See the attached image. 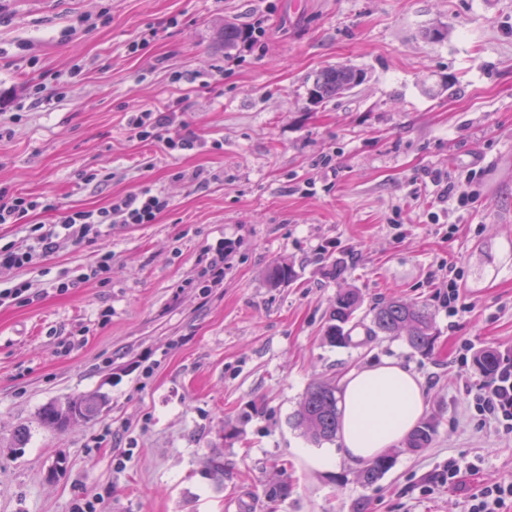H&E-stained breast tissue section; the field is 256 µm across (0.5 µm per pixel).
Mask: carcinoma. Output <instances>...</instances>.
Here are the masks:
<instances>
[{"label":"carcinoma","instance_id":"cac0c4a2","mask_svg":"<svg viewBox=\"0 0 512 512\" xmlns=\"http://www.w3.org/2000/svg\"><path fill=\"white\" fill-rule=\"evenodd\" d=\"M243 30L234 22L224 23L220 38L224 51L229 52L241 40ZM362 72L352 68H328L316 78L309 91L312 98L322 102L332 99L362 82ZM364 297L357 288H340L336 291L329 311V324L325 337L336 347H347L353 342V331L363 324L357 318L362 309ZM366 315L371 317L365 327L366 336H406L410 347L423 355H430L435 349L437 331L435 314L429 304L421 301L406 302L398 299H384L369 307ZM478 372L495 379L509 373L512 360L503 357L493 348L479 350L473 358ZM339 389L334 381H325L310 386L302 396L294 414L295 424L305 429L317 442H332L339 430ZM105 403V397L98 392L81 394L63 403H53L42 411V419L59 430L73 420L92 421L97 418ZM437 432V425L431 418L422 421L408 435L406 447L420 449L428 447ZM394 464V456L382 454L363 469L358 478L364 485H371L386 474Z\"/></svg>","mask_w":512,"mask_h":512}]
</instances>
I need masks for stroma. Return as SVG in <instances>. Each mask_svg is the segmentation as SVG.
Returning <instances> with one entry per match:
<instances>
[{"instance_id": "35a3bbf8", "label": "stroma", "mask_w": 512, "mask_h": 512, "mask_svg": "<svg viewBox=\"0 0 512 512\" xmlns=\"http://www.w3.org/2000/svg\"><path fill=\"white\" fill-rule=\"evenodd\" d=\"M258 16L264 36L225 52L221 25ZM330 67L364 80L315 102ZM145 108L175 113L170 136L194 148L132 138ZM450 178L475 201L440 198ZM144 186L169 200L153 223L0 268V289L31 287L0 303V512H468L512 482V431L472 400L474 353L512 357V0H0V188L53 203L0 224V248ZM222 243L224 279L205 286ZM277 263L292 282L268 281ZM340 288L430 304L434 355L361 328L326 343ZM385 360L419 375L437 434L396 445L365 486L293 415L312 383ZM94 391L95 421L42 424Z\"/></svg>"}]
</instances>
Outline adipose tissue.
Here are the masks:
<instances>
[{
	"label": "adipose tissue",
	"mask_w": 512,
	"mask_h": 512,
	"mask_svg": "<svg viewBox=\"0 0 512 512\" xmlns=\"http://www.w3.org/2000/svg\"><path fill=\"white\" fill-rule=\"evenodd\" d=\"M425 405L419 376L395 360L348 373L341 384L340 444L346 460L363 464L399 444Z\"/></svg>",
	"instance_id": "obj_1"
}]
</instances>
